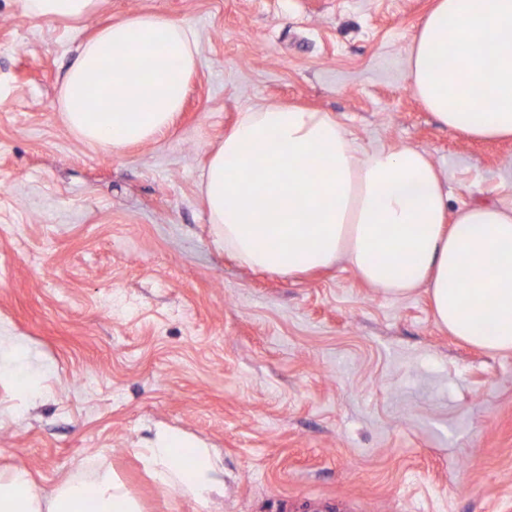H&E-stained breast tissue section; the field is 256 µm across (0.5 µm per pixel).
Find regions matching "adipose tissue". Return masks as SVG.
<instances>
[{"label":"adipose tissue","mask_w":512,"mask_h":512,"mask_svg":"<svg viewBox=\"0 0 512 512\" xmlns=\"http://www.w3.org/2000/svg\"><path fill=\"white\" fill-rule=\"evenodd\" d=\"M112 53V72L99 75ZM176 73H164L166 61ZM199 57L191 23L141 13L84 43L61 85L64 123L112 151L156 140L178 116ZM408 77L437 121L472 137L512 138V0H437L414 37ZM319 157L310 166L309 157ZM201 195L225 251L270 274L344 261L395 296L426 289L439 326L461 341L512 351V204L448 210L435 166L399 146L359 151L327 112L265 103L243 113L212 152ZM494 331L478 326L481 313ZM201 457L182 462L185 453ZM139 455L168 493L208 501L224 490L209 449L162 432ZM0 512H142L107 471L90 482L35 487L0 470Z\"/></svg>","instance_id":"adipose-tissue-1"}]
</instances>
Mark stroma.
I'll return each mask as SVG.
<instances>
[{"label":"stroma","mask_w":512,"mask_h":512,"mask_svg":"<svg viewBox=\"0 0 512 512\" xmlns=\"http://www.w3.org/2000/svg\"><path fill=\"white\" fill-rule=\"evenodd\" d=\"M436 0H99L38 21L0 0V469L43 487L103 467L145 512H512V352L463 343L425 291L346 263L283 277L217 246L198 184L241 113L294 103L362 149L406 145L449 211L512 202V140L440 125L407 76ZM137 13L190 22L200 64L156 141L63 123L80 46ZM178 431L224 465L202 504L136 449Z\"/></svg>","instance_id":"obj_1"}]
</instances>
